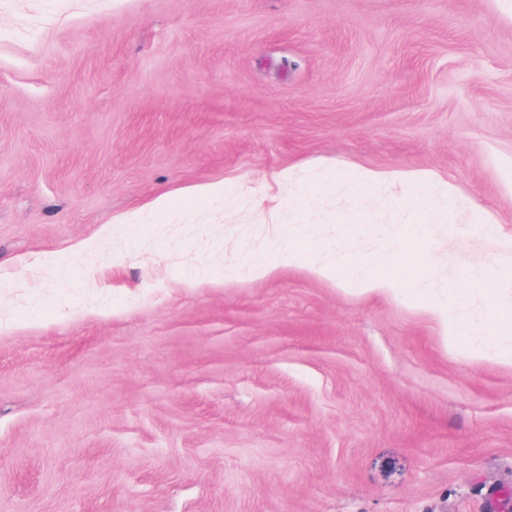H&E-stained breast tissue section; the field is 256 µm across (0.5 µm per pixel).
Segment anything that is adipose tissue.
I'll use <instances>...</instances> for the list:
<instances>
[{
	"label": "adipose tissue",
	"instance_id": "adipose-tissue-1",
	"mask_svg": "<svg viewBox=\"0 0 512 512\" xmlns=\"http://www.w3.org/2000/svg\"><path fill=\"white\" fill-rule=\"evenodd\" d=\"M345 182L348 189L354 190L368 185L379 187L390 180H397L402 188L399 205L404 211V224L407 226L413 240L421 247L423 263L436 267L444 258L441 247L433 245L428 240V227L441 223L450 213L456 211L458 200L453 193H446L442 198H434L432 193L433 178L427 174L402 172L393 174L382 170L366 169L357 164L345 165ZM396 261L394 253L380 250L368 258L342 265L326 263L317 266L316 272L320 277L332 279L343 275L347 284L365 295H402L418 300L423 308L438 319L449 331L450 335H462V328L455 323L454 311L463 300L459 289H449L446 295L440 296L431 289L429 281L423 279L392 280L380 277L379 269L389 267Z\"/></svg>",
	"mask_w": 512,
	"mask_h": 512
}]
</instances>
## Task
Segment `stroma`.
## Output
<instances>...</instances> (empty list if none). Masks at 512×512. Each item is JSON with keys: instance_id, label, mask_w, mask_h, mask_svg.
Returning <instances> with one entry per match:
<instances>
[{"instance_id": "1", "label": "stroma", "mask_w": 512, "mask_h": 512, "mask_svg": "<svg viewBox=\"0 0 512 512\" xmlns=\"http://www.w3.org/2000/svg\"><path fill=\"white\" fill-rule=\"evenodd\" d=\"M348 161L467 201L449 265L410 269L398 186L322 188ZM335 233L481 278L465 335L313 274ZM507 266L512 0H0V512H512ZM237 184L234 182L224 181L222 183H206L192 187L180 193L183 196L194 197L197 199L218 198L224 195V199L235 192ZM171 201V194H162L153 199L152 201L148 202L145 205V207H142L140 209V212L134 215L133 217L127 216L126 218L118 219L117 224H140V222L145 218L146 215H150L154 211H168V209H171ZM297 259V253L291 246L288 252H284L278 256H267L265 254H251L248 258L250 272L257 277H267L276 274L288 264L290 266ZM488 333L487 343L479 350V353L491 356L499 363L512 366V349L502 348L498 343V336L503 333H512L511 313L495 318L489 325Z\"/></svg>"}]
</instances>
